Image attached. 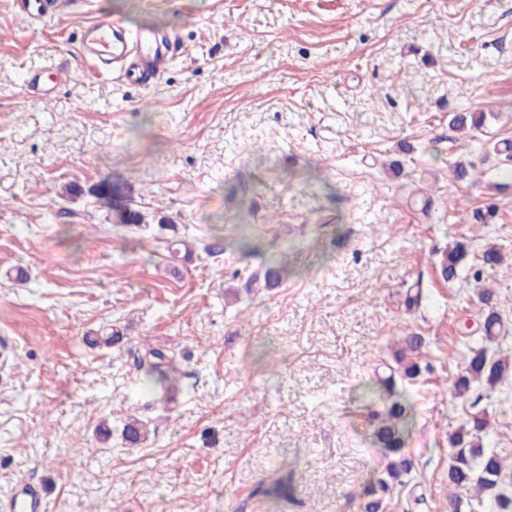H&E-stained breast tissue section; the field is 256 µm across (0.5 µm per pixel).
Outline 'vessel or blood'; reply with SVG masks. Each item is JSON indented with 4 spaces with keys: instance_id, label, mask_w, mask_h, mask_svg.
Wrapping results in <instances>:
<instances>
[{
    "instance_id": "obj_1",
    "label": "vessel or blood",
    "mask_w": 512,
    "mask_h": 512,
    "mask_svg": "<svg viewBox=\"0 0 512 512\" xmlns=\"http://www.w3.org/2000/svg\"><path fill=\"white\" fill-rule=\"evenodd\" d=\"M76 0H24V10L31 19L58 13ZM80 53L99 76L119 73L131 85H149L160 81L177 51L169 36L150 30L128 33L115 22L97 20L81 30ZM68 68L56 64L43 71H26L22 79L25 95L34 101L53 96L60 81L66 80ZM0 512H45L42 486L20 481L11 495L0 502Z\"/></svg>"
}]
</instances>
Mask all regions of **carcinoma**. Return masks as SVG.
Wrapping results in <instances>:
<instances>
[{
  "instance_id": "cac0c4a2",
  "label": "carcinoma",
  "mask_w": 512,
  "mask_h": 512,
  "mask_svg": "<svg viewBox=\"0 0 512 512\" xmlns=\"http://www.w3.org/2000/svg\"><path fill=\"white\" fill-rule=\"evenodd\" d=\"M484 112H456L450 124L457 130L468 126L479 130L485 126ZM498 157L497 176L512 180V141L502 139L487 149ZM453 179L458 182L471 180L475 166L454 161L449 165ZM497 211L492 206L476 207L464 222L469 224H494ZM115 223L122 227H147L149 223L138 210L129 206H116ZM504 264L502 252L489 247L475 253L465 241H457L448 247L439 265L443 281L453 283L465 272L475 283L482 281L484 270ZM282 265L268 257L265 267L253 273L247 283L249 288H273L280 283ZM478 299L483 305L482 316L473 330L487 344L468 347L465 367L453 381L457 397H474L473 412L448 436V510L449 512H512V494L503 488L505 469L508 465L494 448L483 445V435L488 432L490 420L485 409L478 408L484 392H492L512 376V358L490 351L489 344L505 335L503 319L498 311L495 291L481 288ZM123 338V333L113 328L110 332L85 337L90 347H110ZM425 340L420 334L409 330L397 342L393 363L379 364L389 375H376L374 382L362 387L358 399L371 417V445L377 448L384 459V468L368 488L364 512H380L385 501L391 499L398 488L408 484L406 478L414 469L408 452V443L415 424L417 407L409 394L399 384L412 383L429 365L422 363ZM144 366V385L151 391L164 393L175 385L178 369L174 358L165 353L148 349L141 361ZM151 432V421L130 414L122 422L121 439L127 446L146 442Z\"/></svg>"
}]
</instances>
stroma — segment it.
<instances>
[{
	"label": "stroma",
	"mask_w": 512,
	"mask_h": 512,
	"mask_svg": "<svg viewBox=\"0 0 512 512\" xmlns=\"http://www.w3.org/2000/svg\"><path fill=\"white\" fill-rule=\"evenodd\" d=\"M22 2L0 0V497L28 479L46 512H363L383 459L356 396L410 327L433 370L385 512H448L469 409L450 388L482 305L436 264L456 239L512 260V185L478 148L512 139V0H79L32 27ZM103 17L177 39L160 82L90 71L79 31ZM62 55L70 81L29 100L23 72ZM461 110L490 118L449 128ZM458 158L473 182H452ZM115 201L152 226L117 231ZM486 204L496 223H461ZM163 217L194 241L175 269ZM273 253L280 285L243 292ZM112 327L119 344H85ZM148 347L176 357L174 400L141 388ZM481 405L512 464V381ZM130 414L154 426L143 447L115 432ZM277 480L287 496L265 497Z\"/></svg>",
	"instance_id": "stroma-1"
}]
</instances>
